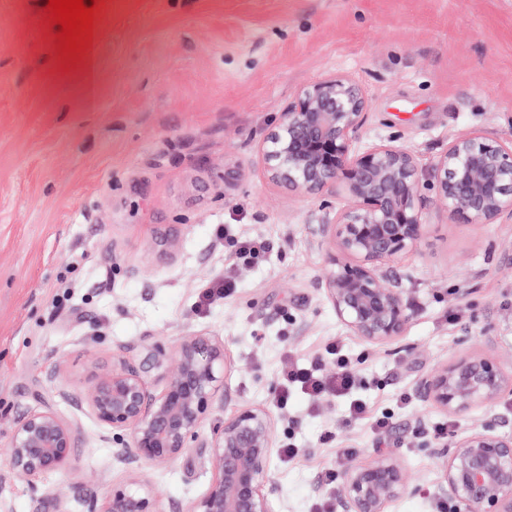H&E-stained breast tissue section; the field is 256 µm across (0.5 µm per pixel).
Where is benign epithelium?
Segmentation results:
<instances>
[{"mask_svg":"<svg viewBox=\"0 0 512 512\" xmlns=\"http://www.w3.org/2000/svg\"><path fill=\"white\" fill-rule=\"evenodd\" d=\"M367 97L348 75L303 87L281 112L262 144L270 179L305 198L330 188L347 203L318 225L320 243L331 246L332 268L324 291L336 316L372 344L401 335L413 312L389 263L411 250L425 229L421 173L413 153L388 143L356 151ZM438 205L470 224L512 220V141L479 134L454 139L429 177ZM160 372L153 389L148 373ZM226 371L224 343L207 332L185 337L173 362L148 346L139 363L121 359L92 377L80 407L112 433L115 463L132 468L162 465L200 448L212 472L204 495L188 512H273L275 422L257 406L224 418L201 435ZM424 399L456 414L495 404L512 388V371L480 356L460 358L422 377ZM494 416L446 444L441 491L457 512H512V434ZM74 425L49 407L35 409L13 428L8 451L16 475L35 485L64 471L73 448ZM410 492L395 457L377 452L344 472L337 512H387ZM97 512H164L146 487L112 486Z\"/></svg>","mask_w":512,"mask_h":512,"instance_id":"benign-epithelium-1","label":"benign epithelium"}]
</instances>
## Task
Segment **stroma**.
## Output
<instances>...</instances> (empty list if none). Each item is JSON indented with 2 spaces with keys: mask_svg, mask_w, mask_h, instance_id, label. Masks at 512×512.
<instances>
[{
  "mask_svg": "<svg viewBox=\"0 0 512 512\" xmlns=\"http://www.w3.org/2000/svg\"><path fill=\"white\" fill-rule=\"evenodd\" d=\"M46 0H0V512H90L113 485L152 488L188 512L211 473L200 449L126 470L79 411L81 390L146 344L172 348L207 330L226 346L224 394L203 433L244 405L270 409L282 512H316L342 485L327 469L379 448L412 493L389 512H445L442 443L487 414L512 433V392L452 415L417 381L462 356L512 369V222L469 224L422 188L427 226L391 264L414 314L375 346L337 318L314 235L343 194L303 198L275 184L264 138L299 89L353 77L368 106L359 147L394 142L429 172L458 135L512 138V0H96L92 38L65 53ZM273 247L255 264L224 259V227ZM235 292L205 304L218 276ZM341 343L356 395L395 423L345 425L349 401L296 391L272 403L287 359L332 369ZM44 406L76 418L67 469L29 485L12 469L15 422Z\"/></svg>",
  "mask_w": 512,
  "mask_h": 512,
  "instance_id": "1",
  "label": "stroma"
}]
</instances>
